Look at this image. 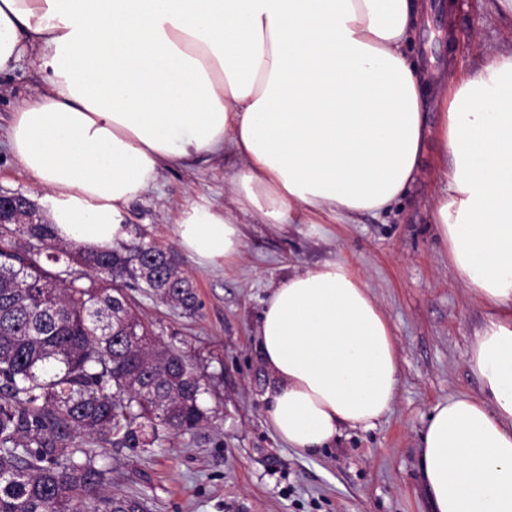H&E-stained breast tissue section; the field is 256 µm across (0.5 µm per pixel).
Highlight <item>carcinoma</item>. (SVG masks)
<instances>
[{"label": "carcinoma", "instance_id": "1", "mask_svg": "<svg viewBox=\"0 0 512 512\" xmlns=\"http://www.w3.org/2000/svg\"><path fill=\"white\" fill-rule=\"evenodd\" d=\"M142 286L198 307L191 276L152 245L81 249L41 218L0 223V512H144L94 447L136 448L145 422L182 435L207 421L200 376L132 306L126 289Z\"/></svg>", "mask_w": 512, "mask_h": 512}]
</instances>
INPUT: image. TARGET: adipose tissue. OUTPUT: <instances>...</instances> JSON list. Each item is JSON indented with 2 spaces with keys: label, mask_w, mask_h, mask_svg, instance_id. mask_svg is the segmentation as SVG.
Here are the masks:
<instances>
[{
  "label": "adipose tissue",
  "mask_w": 512,
  "mask_h": 512,
  "mask_svg": "<svg viewBox=\"0 0 512 512\" xmlns=\"http://www.w3.org/2000/svg\"><path fill=\"white\" fill-rule=\"evenodd\" d=\"M423 0H0V72L46 70L8 131L56 238L109 249L163 168L225 150L232 209H182L202 268L240 255L238 216L351 224L391 207L433 153L431 204L456 279L491 309L470 351L478 397L420 436L432 512H512V51L433 80L405 45ZM438 120L428 124V109ZM267 421L298 454L374 430L396 402L397 338L345 257L288 274L258 322Z\"/></svg>",
  "instance_id": "1"
}]
</instances>
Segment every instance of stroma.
Segmentation results:
<instances>
[{
    "instance_id": "stroma-1",
    "label": "stroma",
    "mask_w": 512,
    "mask_h": 512,
    "mask_svg": "<svg viewBox=\"0 0 512 512\" xmlns=\"http://www.w3.org/2000/svg\"><path fill=\"white\" fill-rule=\"evenodd\" d=\"M484 45L512 47V28L496 21L489 0H429L406 52L427 71L444 64L473 73L484 64ZM44 80L28 57L0 74V194L37 201L45 193L6 139L13 113ZM241 164L231 151L184 161L164 169L126 210L128 243L152 242L194 280L201 306L193 313L139 288L129 294L161 340L201 375L209 421L178 437L144 427L134 450L102 443L114 485L138 495L147 512H431L419 471L420 431L438 402L479 395L470 347L490 315L455 281L435 234L430 201L441 182L431 160L385 212L352 224H245L233 264L200 268L179 246L174 220L193 203L229 205L227 178ZM340 255L361 272L394 328L399 391L375 430L345 431L333 448L301 456L267 422L265 395L275 381L255 331L281 278Z\"/></svg>"
}]
</instances>
